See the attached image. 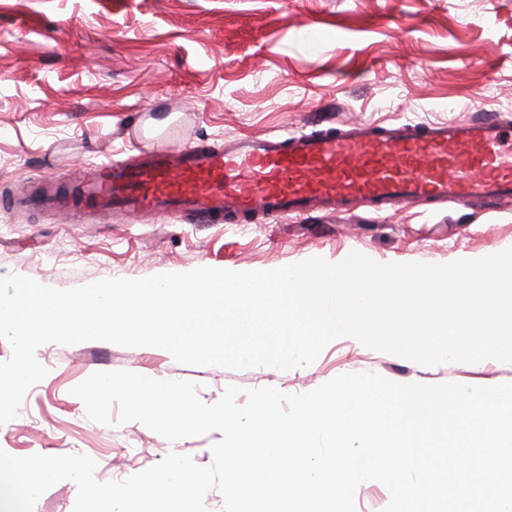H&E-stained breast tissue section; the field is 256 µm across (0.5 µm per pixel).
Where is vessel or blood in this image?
Here are the masks:
<instances>
[{
    "instance_id": "b4317fda",
    "label": "vessel or blood",
    "mask_w": 512,
    "mask_h": 512,
    "mask_svg": "<svg viewBox=\"0 0 512 512\" xmlns=\"http://www.w3.org/2000/svg\"><path fill=\"white\" fill-rule=\"evenodd\" d=\"M22 202L82 216L179 211L198 224L380 216L414 203L494 210L512 203V126L488 115L246 136L225 148L173 143L92 166Z\"/></svg>"
}]
</instances>
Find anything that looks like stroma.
<instances>
[{
  "label": "stroma",
  "mask_w": 512,
  "mask_h": 512,
  "mask_svg": "<svg viewBox=\"0 0 512 512\" xmlns=\"http://www.w3.org/2000/svg\"><path fill=\"white\" fill-rule=\"evenodd\" d=\"M512 124V0H0V200L93 163L178 142L231 145L342 122ZM512 244V210L414 204L377 217L197 224L178 213L81 219L0 207V277L57 289L199 267L274 270L357 252L444 265ZM48 375L0 425V450L85 454L121 481L170 453L213 462L220 432L173 443L138 422L90 420L74 386L97 371L189 381L207 404L231 386L287 395L371 372L397 384L512 382V363L423 365L332 340L309 366L230 369L155 347L48 343Z\"/></svg>",
  "instance_id": "stroma-1"
}]
</instances>
